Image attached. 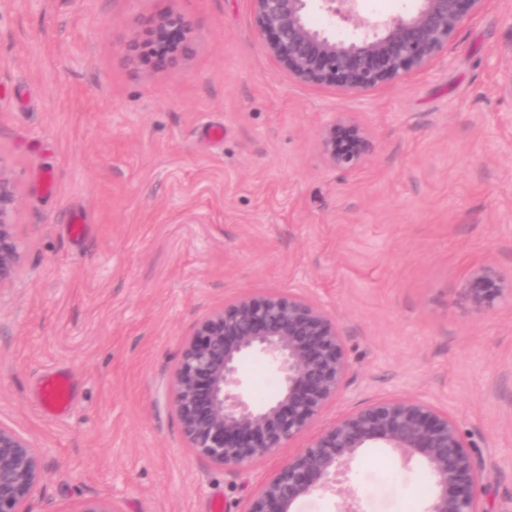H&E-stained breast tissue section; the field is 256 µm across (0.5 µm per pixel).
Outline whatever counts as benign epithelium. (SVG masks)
<instances>
[{
  "label": "benign epithelium",
  "instance_id": "benign-epithelium-1",
  "mask_svg": "<svg viewBox=\"0 0 512 512\" xmlns=\"http://www.w3.org/2000/svg\"><path fill=\"white\" fill-rule=\"evenodd\" d=\"M336 20L352 24L349 39L317 29L308 16L313 3ZM357 0H251L255 27L267 53L294 80L334 85L351 92L394 83L428 67L448 41L489 0H418L396 16L361 15ZM181 14L158 18L151 41L155 69L189 54L185 38L166 48L175 31L188 32ZM319 148L327 162L354 170L373 151L366 128L350 117L326 124ZM17 203L14 186L0 169V285L12 280L18 248L12 232ZM462 291L473 310L494 307L504 293L502 275L481 264L470 271ZM247 356L272 367L280 389L256 404L245 398L239 369ZM348 360L336 319L311 299L269 292L242 295L205 315L181 349L171 401L189 447L214 464L234 468L267 458L308 433L314 420L345 386ZM365 448H390L405 462L421 464L433 493L423 512H490L482 500L484 467L458 421L448 411L415 397L377 401L338 418L311 436L288 462L263 481L245 512H293L314 493L338 492ZM40 449L14 428L0 423V512H28L40 479ZM68 512H120L105 500L89 499Z\"/></svg>",
  "mask_w": 512,
  "mask_h": 512
}]
</instances>
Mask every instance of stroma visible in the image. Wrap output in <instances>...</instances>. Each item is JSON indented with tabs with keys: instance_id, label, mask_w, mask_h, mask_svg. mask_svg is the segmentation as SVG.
Listing matches in <instances>:
<instances>
[{
	"instance_id": "1",
	"label": "stroma",
	"mask_w": 512,
	"mask_h": 512,
	"mask_svg": "<svg viewBox=\"0 0 512 512\" xmlns=\"http://www.w3.org/2000/svg\"><path fill=\"white\" fill-rule=\"evenodd\" d=\"M190 55L126 54L161 15ZM512 0H490L435 61L362 93L296 82L249 0H0V169L19 262L0 285V422L41 450L30 512L86 499L119 512H245L304 446L235 468L188 447L169 391L183 342L224 302L299 294L338 321L350 369L320 432L410 395L455 417L512 512V297L475 313V265L512 277ZM348 114L374 138L329 165L320 128ZM82 215L87 235L67 227ZM68 374V411L38 386ZM337 495L296 512H422L418 463L366 449ZM190 24L185 16L182 14H168L158 18L152 31L151 40L159 48L155 55L150 60H144L140 53V46L137 42H132L127 46V53L134 59L145 61L154 69H161L171 65L177 58L189 54L191 51V42L185 38L177 42L174 48L162 50L166 47L167 42L171 39L170 36L175 31H182L187 33Z\"/></svg>"
}]
</instances>
